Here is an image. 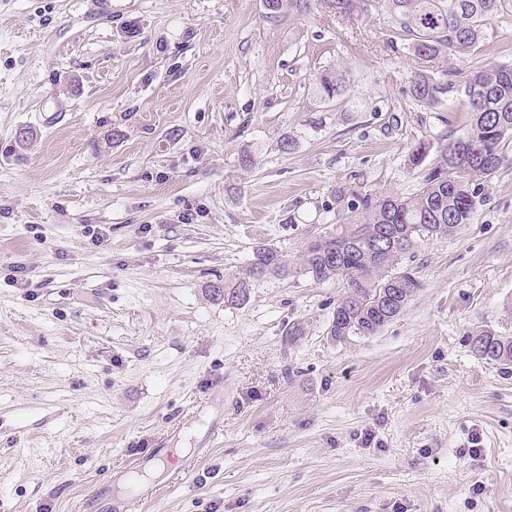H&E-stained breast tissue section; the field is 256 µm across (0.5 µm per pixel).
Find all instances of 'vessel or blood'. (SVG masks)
<instances>
[{"label": "vessel or blood", "instance_id": "vessel-or-blood-1", "mask_svg": "<svg viewBox=\"0 0 512 512\" xmlns=\"http://www.w3.org/2000/svg\"><path fill=\"white\" fill-rule=\"evenodd\" d=\"M171 451L167 440L154 443L145 454L138 456L124 473H113L95 486L82 505L83 512H134L137 504L155 499L159 488L143 484L144 474L151 469L169 465Z\"/></svg>", "mask_w": 512, "mask_h": 512}]
</instances>
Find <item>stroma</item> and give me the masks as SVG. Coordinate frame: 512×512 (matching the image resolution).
Wrapping results in <instances>:
<instances>
[{
    "instance_id": "1",
    "label": "stroma",
    "mask_w": 512,
    "mask_h": 512,
    "mask_svg": "<svg viewBox=\"0 0 512 512\" xmlns=\"http://www.w3.org/2000/svg\"><path fill=\"white\" fill-rule=\"evenodd\" d=\"M492 26L427 71L512 65V0ZM391 37L373 9L0 0L5 512H81L166 436L200 473L138 512H512V373L468 342L512 335V163L471 223L404 256L422 288L377 335L330 337L339 280L208 295L257 246L299 264L338 224V187L413 195L411 149L463 132L466 98L405 97L415 63ZM336 65L354 75L346 112L312 93Z\"/></svg>"
}]
</instances>
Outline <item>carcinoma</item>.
Wrapping results in <instances>:
<instances>
[{"mask_svg":"<svg viewBox=\"0 0 512 512\" xmlns=\"http://www.w3.org/2000/svg\"><path fill=\"white\" fill-rule=\"evenodd\" d=\"M317 2L338 19L351 20L372 5L389 16L394 38L403 43L418 64L454 56L465 58L494 35L492 20L502 0H265L267 15L283 8L303 14ZM350 82L349 71L328 67L315 76L314 88L324 101L341 96ZM406 94L416 106H447L458 95L470 104L467 131L439 150L424 167L418 191L411 197L394 193L362 194L336 189L337 210L348 216L336 229L307 242L299 272L315 282L337 279L347 291L337 302L329 333L336 340L373 336L400 316L421 283L403 256L430 238L447 237L471 222L483 202L484 181L512 160L506 142L512 141V65L486 64L468 70L462 80L445 72L432 77L417 69ZM431 144L418 142L409 154L414 168L423 167ZM287 272L283 255L261 246L245 275L209 285L215 301L241 305L249 300L252 281ZM472 352L481 359L512 366V336L491 330L469 337Z\"/></svg>","mask_w":512,"mask_h":512,"instance_id":"1","label":"carcinoma"}]
</instances>
